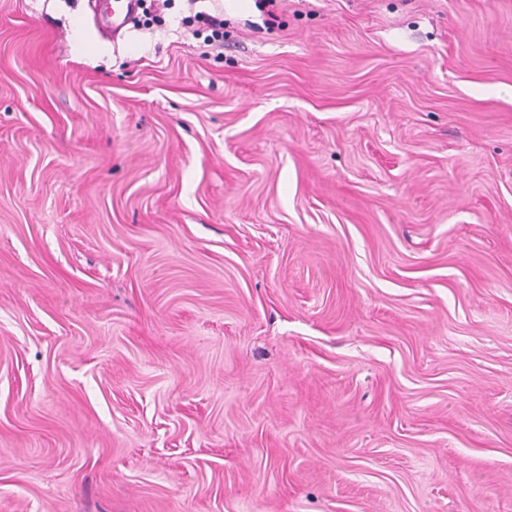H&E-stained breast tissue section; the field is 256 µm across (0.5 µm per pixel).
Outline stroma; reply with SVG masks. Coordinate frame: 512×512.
I'll return each instance as SVG.
<instances>
[{"label": "stroma", "mask_w": 512, "mask_h": 512, "mask_svg": "<svg viewBox=\"0 0 512 512\" xmlns=\"http://www.w3.org/2000/svg\"><path fill=\"white\" fill-rule=\"evenodd\" d=\"M0 0V512H512V0ZM119 4L117 10L112 9V13L101 15L95 21V27L98 36L102 40H117L124 36L127 25L140 9L139 0H120L115 1ZM189 18V23L195 27L192 30V34L194 36H199L204 32H209L205 37V42L208 43V46H224V39L227 36V31H224L226 20H224L223 14H212L206 10H200L195 12V14Z\"/></svg>", "instance_id": "1"}]
</instances>
